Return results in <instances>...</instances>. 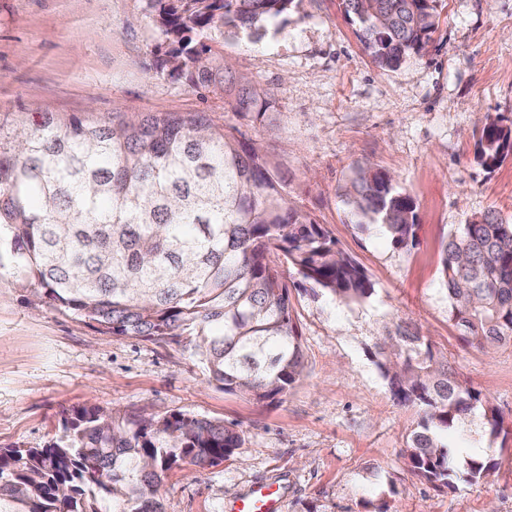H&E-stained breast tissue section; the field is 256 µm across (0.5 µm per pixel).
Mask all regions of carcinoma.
Returning a JSON list of instances; mask_svg holds the SVG:
<instances>
[{
	"mask_svg": "<svg viewBox=\"0 0 512 512\" xmlns=\"http://www.w3.org/2000/svg\"><path fill=\"white\" fill-rule=\"evenodd\" d=\"M166 46L170 74L226 103L241 120H272L274 99L233 75L224 36L268 34L301 0H144ZM381 68L418 55L436 30L437 0H342ZM241 132L204 112L61 120L47 112L7 136L0 127V270L16 284L104 334L187 335L209 380L280 401L300 379L303 350L288 281L269 256L345 304L373 294L363 268L324 225L291 205L268 161ZM475 156L491 171L512 156V126L478 130ZM342 197L351 223L414 241L412 197L390 176L358 167ZM441 273L448 320L469 345L512 344V224L486 214L448 235ZM371 358L402 405L421 420L411 471L438 489L474 483L491 464L459 461L448 428L479 414L492 439L503 418L464 385L426 337L398 324ZM244 432L181 412L145 418L83 408L43 448L0 449V512H163L162 477L184 463L219 465Z\"/></svg>",
	"mask_w": 512,
	"mask_h": 512,
	"instance_id": "cac0c4a2",
	"label": "carcinoma"
}]
</instances>
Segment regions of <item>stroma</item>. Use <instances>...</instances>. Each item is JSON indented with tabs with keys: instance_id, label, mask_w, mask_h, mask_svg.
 I'll use <instances>...</instances> for the list:
<instances>
[{
	"instance_id": "1",
	"label": "stroma",
	"mask_w": 512,
	"mask_h": 512,
	"mask_svg": "<svg viewBox=\"0 0 512 512\" xmlns=\"http://www.w3.org/2000/svg\"><path fill=\"white\" fill-rule=\"evenodd\" d=\"M426 49L378 68L339 0H302L260 42L224 41L235 75L273 91V125L242 121L291 204L331 232L364 268L373 295L345 305L291 289L304 371L283 400L259 402L210 383L186 338L102 334L36 302L0 274V448L42 447L83 407L120 414L183 412L242 429L220 465H184L163 478L165 512H230L252 486L282 489L281 512H512V346L463 344L448 320L441 252L461 224L512 221V158L485 170L474 131L512 125V0H438ZM160 41L143 0H0V128L51 112H199L182 77L159 72ZM369 164L416 203L413 243L351 224L342 189ZM418 329L459 379L504 419V450L480 418L448 430L459 456H487L490 474L438 490L412 474L407 441L422 412L400 405L370 352L392 324Z\"/></svg>"
}]
</instances>
